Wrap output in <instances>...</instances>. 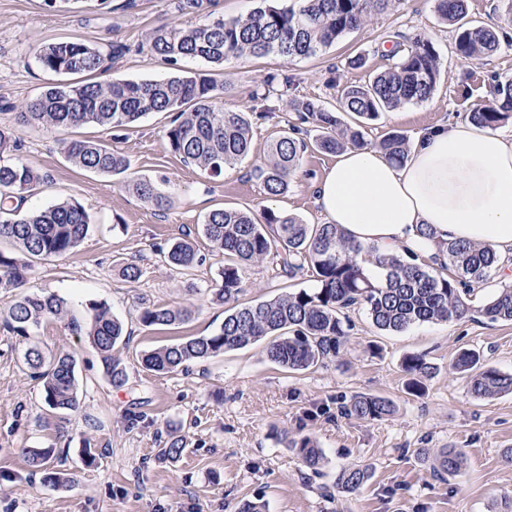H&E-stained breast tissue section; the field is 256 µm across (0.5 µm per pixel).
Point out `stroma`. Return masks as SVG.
Here are the masks:
<instances>
[{
    "instance_id": "stroma-1",
    "label": "stroma",
    "mask_w": 512,
    "mask_h": 512,
    "mask_svg": "<svg viewBox=\"0 0 512 512\" xmlns=\"http://www.w3.org/2000/svg\"><path fill=\"white\" fill-rule=\"evenodd\" d=\"M181 0H112L100 11L71 0L52 12L43 0H0V125L12 128L20 153L47 177L30 206L72 199L89 212L92 226L79 247L62 257L34 260L23 292H45L66 302L67 314L30 335L0 327V512H238L247 501L264 512H512V393L479 399L450 365L474 350L487 364L512 373V322L492 321L483 306L504 280L494 275L468 295L461 320L416 324L401 332L374 328L363 308L350 311L352 327L340 354L326 366L289 373L272 363L265 342L228 351L189 369L160 374L141 365L144 352L187 336H209L224 323L225 307L213 299L222 283V253L198 229L216 208H271L307 224L321 223L315 195L332 153L309 147L287 192L266 197L254 167L267 158L272 135L293 120L294 100L311 98L333 108L340 89L364 83L391 64L388 33L432 43L441 77L433 95L381 113L364 137L379 142L392 131L414 139L446 120H465L477 104L495 102L498 81L512 79V14L503 0H468L471 16L498 32V50L467 63L455 52L451 26L435 0H394L383 14L335 46L310 58L231 57L223 68L193 60L182 70L213 73L229 110L250 111L252 92L271 73L283 74L271 102L277 110L254 121L249 154L226 167L219 181L184 164L169 149L168 119L153 114L117 131L87 125L47 132L20 123L15 107L36 98L57 75L43 71L39 50L53 42L81 41L109 53L113 43L131 50L102 80L162 78L172 66L138 53L158 26H185L198 17ZM67 138L100 140L129 157L136 177L157 182L172 199L165 211L141 200L118 179L69 162L60 150ZM202 262L187 271L165 264L162 253L187 230ZM141 268L125 279L129 263ZM242 301H261L313 287L308 273L272 277L264 265L242 273ZM192 305L189 321L163 329L143 326L142 304ZM103 304L123 321L127 336L113 354L127 367L128 383L113 387L85 330ZM37 343L44 356L74 355L77 407L49 409L23 354ZM425 355L437 371L422 397L407 394L401 362ZM357 394L391 398L395 413L363 422L341 413ZM313 437L322 455L320 474L305 466L283 434ZM183 435L178 460L160 459L170 434ZM56 448L49 468H63L68 484L31 476L28 448ZM461 448L465 466L455 477L435 478L434 456ZM368 466L370 476L353 493L336 490L340 469Z\"/></svg>"
}]
</instances>
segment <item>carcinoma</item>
Returning <instances> with one entry per match:
<instances>
[{"label": "carcinoma", "instance_id": "carcinoma-1", "mask_svg": "<svg viewBox=\"0 0 512 512\" xmlns=\"http://www.w3.org/2000/svg\"><path fill=\"white\" fill-rule=\"evenodd\" d=\"M392 0H297L276 7L261 4L246 17L225 20L209 10L211 0H187L184 8L200 16L188 27L161 26L146 46V55L172 66L185 59H200L216 67L230 56L264 57L276 54L287 59L312 57L326 51L349 32L361 29L371 16L384 12ZM436 12L453 26L455 52L464 62L491 55L499 48L496 31L468 19L467 0H436ZM400 34L390 37L393 55L388 69L362 85H346L332 111L312 99L294 101L296 122L274 133L271 160L255 168L264 194H285L290 176L299 166L309 144L299 137L302 125L321 131L316 146L337 153L347 146H366L363 129L380 113L411 102H423L435 91L440 77L439 55L427 41L416 39L401 48ZM129 48L112 43V52L80 41H60L37 54L40 68L61 75L64 80L47 86L34 101L21 106L23 122L50 129L95 125L106 130L129 127L150 114L168 115L167 142L171 151L186 164L194 165L211 180L220 178L224 168L247 156L251 148L252 119L267 117L272 108L261 105L250 112L226 110L219 101L220 87L210 76L185 72L160 79L108 82L89 81L87 76L107 69V61L121 59ZM497 104L477 106L471 121L496 128L512 118V80L495 88ZM354 116L346 124L336 115ZM65 156L75 165L102 175H125L131 162L101 142L69 139L61 142ZM389 159L398 163L409 154L400 133H389L378 145ZM14 131L0 126V239L10 241L18 254L0 251V290L7 292L27 280L29 259L71 253L88 235L91 221L85 208L75 200L22 211L29 198L37 195L46 178L17 154ZM128 185L157 210L172 205L169 195L152 181L131 179ZM211 247L224 253L222 283L215 289L216 301L229 305L220 331L210 336H188L144 355L149 371L172 373L195 362L261 340L271 362L287 371H305L323 365L339 353L347 336L345 310L364 308L373 325L381 331L400 332L424 322L460 320L470 312L464 281L485 282L496 272L500 259L489 245L467 246L448 243V265L426 269L397 255L380 256L375 275L367 266L375 252L371 246L350 243L335 224H305L270 208L256 216L250 211L230 208L211 210L201 228ZM170 265L188 269L202 261L193 243L183 238L167 252ZM264 264L275 277L293 278L311 271L315 287L302 288L269 300L241 302L242 272ZM87 331L101 355L105 376L112 386L127 384L126 367L112 355L124 337L123 323L104 305L93 307ZM66 306L57 296L30 293L13 301L4 318V328L25 334L50 319L65 316ZM492 321H512V285L498 289L483 309ZM187 307L147 305L141 308L142 325L170 326L186 322ZM31 376L40 381L44 403L53 410H73L77 405L75 359L69 353L46 358L33 345L24 354ZM407 390L424 391V382L436 367L423 355L403 358ZM452 369L464 375L471 394L489 398L512 393V374L484 363L477 352H462ZM395 412L394 402L381 395L362 394L350 399L344 414L364 422L383 420ZM311 469L319 466L321 453L308 436L287 438ZM185 448L184 440L170 435L159 456L175 460ZM52 448H28L32 471L45 472L43 480L61 483V474L47 471ZM465 464L463 452L446 448L432 462L434 473L455 475ZM368 470L345 468L336 477V487L357 491L367 480Z\"/></svg>", "mask_w": 512, "mask_h": 512}]
</instances>
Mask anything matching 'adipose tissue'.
I'll return each instance as SVG.
<instances>
[{"label":"adipose tissue","instance_id":"ef3b65f1","mask_svg":"<svg viewBox=\"0 0 512 512\" xmlns=\"http://www.w3.org/2000/svg\"><path fill=\"white\" fill-rule=\"evenodd\" d=\"M326 223L380 254L415 253L447 263L440 243L491 245L512 270V131L471 121L418 133L402 163L371 146L337 155L318 188ZM429 225L433 237L420 234Z\"/></svg>","mask_w":512,"mask_h":512}]
</instances>
